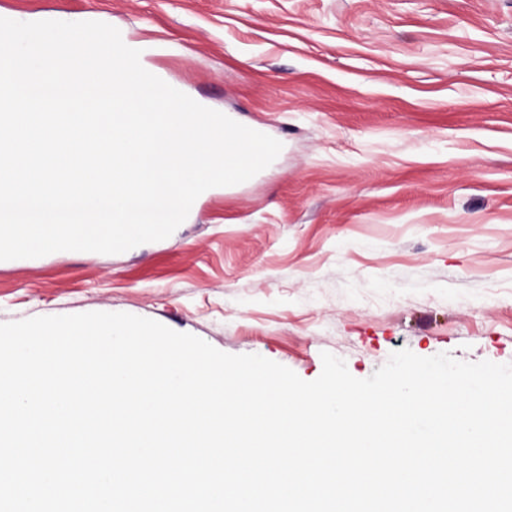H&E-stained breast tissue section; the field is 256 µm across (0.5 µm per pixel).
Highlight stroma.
<instances>
[{
  "label": "stroma",
  "mask_w": 512,
  "mask_h": 512,
  "mask_svg": "<svg viewBox=\"0 0 512 512\" xmlns=\"http://www.w3.org/2000/svg\"><path fill=\"white\" fill-rule=\"evenodd\" d=\"M110 24L278 139L168 238L0 261V323L125 312L306 381L393 351L512 362V0H0Z\"/></svg>",
  "instance_id": "stroma-1"
}]
</instances>
